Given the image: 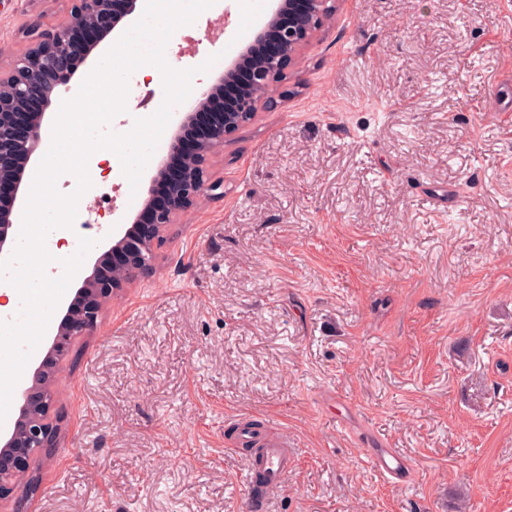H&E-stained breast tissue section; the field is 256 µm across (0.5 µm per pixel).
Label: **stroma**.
Segmentation results:
<instances>
[{"label": "stroma", "instance_id": "1", "mask_svg": "<svg viewBox=\"0 0 512 512\" xmlns=\"http://www.w3.org/2000/svg\"><path fill=\"white\" fill-rule=\"evenodd\" d=\"M219 40L168 65L231 63L252 39L218 0ZM72 0H0V69ZM512 0H334L255 116L209 156L202 195L156 247L154 274L76 340L56 407L61 446L31 512H249L231 421L298 452L268 512H512ZM127 99L122 135L157 110ZM101 149L110 204L66 297L130 225L131 188ZM334 395L357 412L337 422ZM412 464L394 486L375 439Z\"/></svg>", "mask_w": 512, "mask_h": 512}]
</instances>
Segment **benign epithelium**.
Instances as JSON below:
<instances>
[{"label":"benign epithelium","mask_w":512,"mask_h":512,"mask_svg":"<svg viewBox=\"0 0 512 512\" xmlns=\"http://www.w3.org/2000/svg\"><path fill=\"white\" fill-rule=\"evenodd\" d=\"M138 2L75 0L69 23L56 28L32 27L29 48L15 59L9 71L0 72V253L10 246L9 230L21 203L18 195L14 205L6 206L3 195L16 189L22 169L40 145L45 118L60 107L64 94L71 90L73 54L78 51L82 59H87L124 20L136 14ZM325 4L326 0H278L248 46L251 53L261 51V60L248 71L254 92L238 102L235 112L250 118L255 115L259 100L274 86L276 73L320 28ZM200 112L207 113L209 122L203 137L189 145L182 140L180 127ZM236 128L231 113L214 103L212 88L202 91L173 131L164 153L166 157L187 155L180 176L181 194L161 198L159 187L165 167L159 164L142 203V210L151 213V223L142 225L143 231L135 241L130 239L133 228H128L109 251L121 277L106 282L94 275L86 277L78 290L85 299L84 307L67 312L52 329L46 364L38 365L32 385L21 392L19 416L5 431L6 440L0 445V498L15 496L12 512H29V496L14 495L11 479L38 472L43 459L60 448L61 414L54 408L55 386L43 387V376L47 374L55 381L61 378L63 363L71 355L75 340L97 331L104 302L153 272L150 256L154 255V245L162 240L174 218L188 210L200 192L222 187L220 182H206L199 169Z\"/></svg>","instance_id":"7a95c632"}]
</instances>
